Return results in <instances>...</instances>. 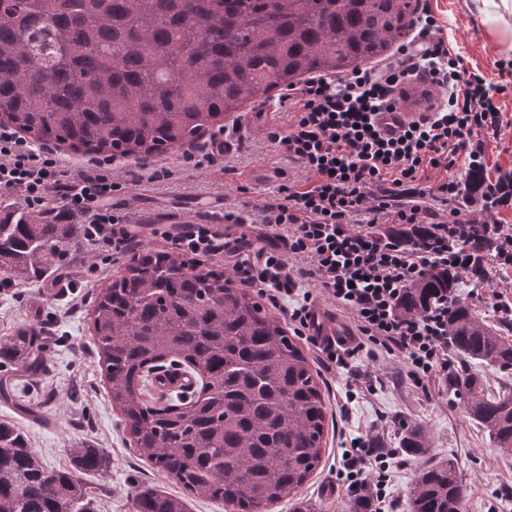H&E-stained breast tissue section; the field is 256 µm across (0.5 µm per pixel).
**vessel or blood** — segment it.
<instances>
[{
	"mask_svg": "<svg viewBox=\"0 0 512 512\" xmlns=\"http://www.w3.org/2000/svg\"><path fill=\"white\" fill-rule=\"evenodd\" d=\"M155 224L170 225L176 233L201 224L211 233L224 238L225 242L240 243L247 251L257 246L268 250L275 247L274 242L266 239L262 231H240L238 225L225 219L224 204L216 200L207 203H177L163 208L145 207L129 229L140 236ZM307 332L318 345L337 351L353 346L356 336L349 322L338 316L333 308L320 302L313 303L308 309Z\"/></svg>",
	"mask_w": 512,
	"mask_h": 512,
	"instance_id": "1",
	"label": "vessel or blood"
}]
</instances>
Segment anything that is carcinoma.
<instances>
[{
	"instance_id": "obj_1",
	"label": "carcinoma",
	"mask_w": 512,
	"mask_h": 512,
	"mask_svg": "<svg viewBox=\"0 0 512 512\" xmlns=\"http://www.w3.org/2000/svg\"><path fill=\"white\" fill-rule=\"evenodd\" d=\"M418 0H16L0 13V125L39 142L140 159L192 146L242 105L299 77H342L409 36ZM481 201L484 173L466 178ZM73 225L21 214L0 221V269L23 277L64 250ZM458 278L434 268L402 291L404 318L448 298V349L459 362L448 392L493 444L512 451V390L494 393L478 363L512 370V338L457 295ZM95 346L139 455L185 491L267 512L320 463L327 407L314 369L284 327L224 269L164 250L133 252L96 295ZM40 330L4 351L40 371ZM187 367L203 384L164 405L142 386ZM422 426L400 448L417 456ZM74 468L50 470L14 427L0 423V512H94L80 474L100 469L94 448ZM452 460L423 461L407 512H464ZM135 512H186L185 500L146 489Z\"/></svg>"
}]
</instances>
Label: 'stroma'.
Instances as JSON below:
<instances>
[{
	"label": "stroma",
	"instance_id": "stroma-1",
	"mask_svg": "<svg viewBox=\"0 0 512 512\" xmlns=\"http://www.w3.org/2000/svg\"><path fill=\"white\" fill-rule=\"evenodd\" d=\"M419 6L435 15L449 47L463 57L468 71L488 84L500 83V65L507 57L488 39L471 0H420ZM281 95L274 90L268 99L246 103L235 112V120L243 124L242 138L222 164L196 168L185 162L180 150L110 164L109 173L120 186L116 197L126 200L128 219H135L138 207L157 197L220 196L226 211L258 220L262 205L277 198L278 185L254 181L253 171L271 166L284 171L288 181L304 177L303 169L267 139L270 128L287 127L295 118L280 108ZM493 100L502 123L497 135L484 137V175L495 180L512 177V88L494 94ZM128 260L111 246L84 239L27 277L0 272V347L13 344L19 329L35 324L41 329L42 358L35 376L17 364H0V384L9 391L8 398L0 397V422L17 428L49 468H71L72 449H98L103 467L85 474L84 483L99 512H135L134 498L144 489L182 493L163 471L136 455L112 406L90 328L96 292L119 277ZM60 267L69 275L58 283L54 276ZM489 272L503 313L489 312L484 291L474 287L470 277L460 278L458 294L481 317L511 322L512 269L493 265ZM296 342L319 374L333 422L319 468L287 500L274 505L273 512H352L354 493L341 473L347 450L359 438L380 439L397 452L390 464L387 497L373 502L374 512H404L420 461L398 451L405 423L420 424L427 433L422 459L456 461L466 487L465 512H512V453L496 448L466 417L459 399L449 394L447 381L425 392L406 380L397 357L383 353L374 360L362 352L340 365L322 361L309 336H297Z\"/></svg>",
	"mask_w": 512,
	"mask_h": 512
}]
</instances>
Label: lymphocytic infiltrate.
<instances>
[{
	"label": "lymphocytic infiltrate",
	"mask_w": 512,
	"mask_h": 512,
	"mask_svg": "<svg viewBox=\"0 0 512 512\" xmlns=\"http://www.w3.org/2000/svg\"><path fill=\"white\" fill-rule=\"evenodd\" d=\"M416 41L400 47L395 60L370 65L344 78L318 75L291 90L284 100L297 108L286 130L269 132L303 168L304 180L280 186L278 198L262 207V224L286 252H267L260 263L236 259L235 249L201 224L172 237L173 247L203 257L231 258L242 284L257 288L272 304L301 295L290 317L303 324L311 292L298 284L313 280L336 305L352 314L359 336L357 350L379 348L401 358L415 387L428 389L447 374L448 305L439 303L418 318L396 313L403 288L432 267L444 265L456 274L471 273L473 240L493 234V260L512 268V226L476 224L455 209L465 199L466 181L452 175L459 157L472 167L483 165L484 144L478 132L500 127V110L483 78L469 72L452 53L430 12L419 16ZM430 85L443 99L432 116L382 133L375 121L381 112L398 109L397 91L407 81ZM441 172L431 180L430 171ZM0 189L20 191L28 209L43 210L57 195L67 214L85 220L87 239L113 250L124 249L130 235L113 214L117 191L102 169L64 176L56 159L36 154L27 142L0 129ZM375 224H426L429 239L407 245L372 232ZM293 257L306 259L294 270ZM389 454L361 445L348 456L344 477L351 490L366 487L377 473V500H384L389 482Z\"/></svg>",
	"instance_id": "1"
}]
</instances>
